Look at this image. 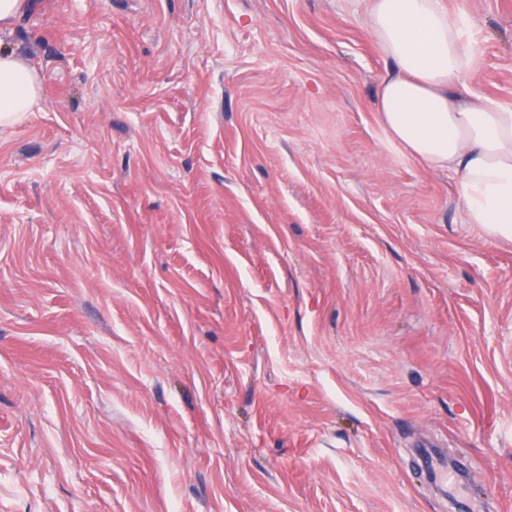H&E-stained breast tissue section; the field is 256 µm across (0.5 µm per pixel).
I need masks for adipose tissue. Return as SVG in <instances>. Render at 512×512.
<instances>
[{
  "label": "adipose tissue",
  "mask_w": 512,
  "mask_h": 512,
  "mask_svg": "<svg viewBox=\"0 0 512 512\" xmlns=\"http://www.w3.org/2000/svg\"><path fill=\"white\" fill-rule=\"evenodd\" d=\"M369 27L391 65L376 98L390 139L410 157L455 173L468 223L512 240V108L464 84L475 45L462 19L441 0H371ZM39 92L36 70L0 51V125L21 121Z\"/></svg>",
  "instance_id": "ef3b65f1"
}]
</instances>
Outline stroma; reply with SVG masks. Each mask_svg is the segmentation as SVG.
Returning a JSON list of instances; mask_svg holds the SVG:
<instances>
[{
    "mask_svg": "<svg viewBox=\"0 0 512 512\" xmlns=\"http://www.w3.org/2000/svg\"><path fill=\"white\" fill-rule=\"evenodd\" d=\"M464 15L512 107V0ZM370 0H31L0 127V512H512V241L375 110ZM39 92L36 70L15 52L0 51V125H13L33 112Z\"/></svg>",
    "mask_w": 512,
    "mask_h": 512,
    "instance_id": "stroma-1",
    "label": "stroma"
}]
</instances>
